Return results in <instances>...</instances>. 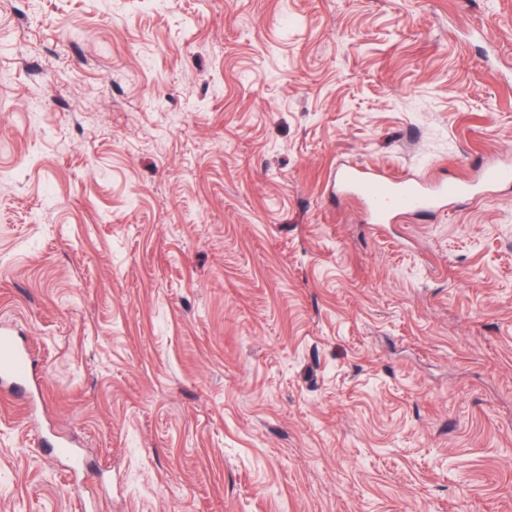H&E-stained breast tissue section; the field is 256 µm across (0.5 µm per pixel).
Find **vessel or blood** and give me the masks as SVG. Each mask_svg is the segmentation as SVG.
Returning <instances> with one entry per match:
<instances>
[{
  "mask_svg": "<svg viewBox=\"0 0 512 512\" xmlns=\"http://www.w3.org/2000/svg\"><path fill=\"white\" fill-rule=\"evenodd\" d=\"M340 184L360 197L374 223H389L391 216L405 211H425L456 197H478L479 190L471 182L434 183L426 179L393 178L378 170L357 164L340 172ZM30 352L23 340L9 327H0V389L20 399L23 382H32Z\"/></svg>",
  "mask_w": 512,
  "mask_h": 512,
  "instance_id": "b4317fda",
  "label": "vessel or blood"
}]
</instances>
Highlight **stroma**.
I'll return each mask as SVG.
<instances>
[{
    "instance_id": "1",
    "label": "stroma",
    "mask_w": 512,
    "mask_h": 512,
    "mask_svg": "<svg viewBox=\"0 0 512 512\" xmlns=\"http://www.w3.org/2000/svg\"><path fill=\"white\" fill-rule=\"evenodd\" d=\"M6 2L0 512H512V0ZM339 179L345 190L364 201L374 224H387L391 216L405 211L433 209L448 198L479 195L471 182L433 183L428 179L392 178L357 164L343 168ZM33 369L30 352L23 340L9 327H0V387L2 391L22 400L29 397L20 390V382L32 383Z\"/></svg>"
}]
</instances>
